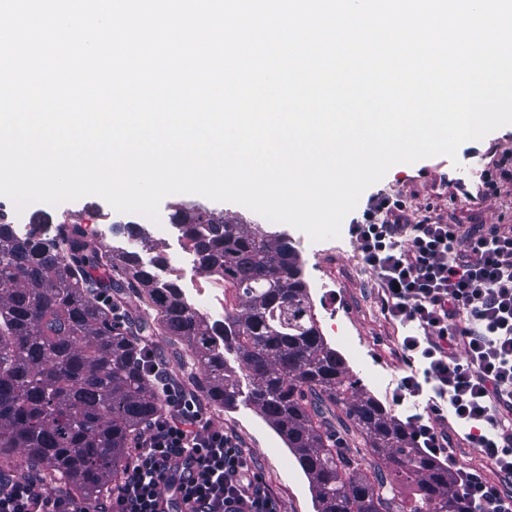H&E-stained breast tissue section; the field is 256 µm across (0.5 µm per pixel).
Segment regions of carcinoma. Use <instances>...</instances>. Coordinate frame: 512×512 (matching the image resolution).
Listing matches in <instances>:
<instances>
[{
  "instance_id": "cac0c4a2",
  "label": "carcinoma",
  "mask_w": 512,
  "mask_h": 512,
  "mask_svg": "<svg viewBox=\"0 0 512 512\" xmlns=\"http://www.w3.org/2000/svg\"><path fill=\"white\" fill-rule=\"evenodd\" d=\"M172 224L199 268L235 293L220 329L135 252L105 251L78 226L56 242L0 222L1 458L21 450L85 500L111 493L128 444L162 411L145 337L164 336L202 368L196 386L209 404L241 402L283 438L317 512H469L448 467L415 446L321 334L292 241L188 208ZM103 295L135 311L117 320ZM145 306L154 319L136 313ZM399 486L414 492L403 501Z\"/></svg>"
}]
</instances>
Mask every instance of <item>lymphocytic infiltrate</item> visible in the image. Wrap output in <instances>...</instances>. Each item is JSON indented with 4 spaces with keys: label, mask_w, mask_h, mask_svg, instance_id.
Masks as SVG:
<instances>
[{
    "label": "lymphocytic infiltrate",
    "mask_w": 512,
    "mask_h": 512,
    "mask_svg": "<svg viewBox=\"0 0 512 512\" xmlns=\"http://www.w3.org/2000/svg\"><path fill=\"white\" fill-rule=\"evenodd\" d=\"M401 197L386 195L349 227L375 274L380 306L415 332L403 340L410 375L394 399L427 396V415L408 417L417 447L445 458L472 512H512L480 472L459 466L447 416L468 425L467 440L500 474L512 477V235L490 227L463 231L440 216L409 222ZM464 359H457L456 347ZM151 374L163 412L147 428L107 512H281L279 499L252 469L240 441L203 421L192 397ZM0 512H89L68 495L47 494L38 478L0 472Z\"/></svg>",
    "instance_id": "1"
}]
</instances>
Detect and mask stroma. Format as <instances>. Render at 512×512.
Masks as SVG:
<instances>
[{"label":"stroma","mask_w":512,"mask_h":512,"mask_svg":"<svg viewBox=\"0 0 512 512\" xmlns=\"http://www.w3.org/2000/svg\"><path fill=\"white\" fill-rule=\"evenodd\" d=\"M512 156V125L501 127L479 141L462 144L457 159L436 156L413 164L393 166L378 183L366 189L351 218H361L374 195L399 194L406 202L410 220L416 221L426 210H434L445 221L465 227L497 226L512 230V183L498 182L485 198L467 199L454 195L448 179L459 172H467L470 189L482 184L485 174H496L500 160ZM198 206L226 221L238 224H257L265 230L296 238L298 229L283 223H274L252 210L231 202H216L192 194H175L164 198L161 211L171 214L178 206ZM79 212L89 221L112 216L125 225H140L135 213H120L97 196H86L56 206L52 222L62 221L65 214ZM324 258L311 251L302 252L304 278L307 283L318 279L334 282L340 296L338 307L344 322L355 332L353 346L340 343L329 323L320 328L327 342L344 358L347 366L364 381L368 392L398 418L414 413V401L396 405L393 400L394 383L406 373L401 343L409 327L388 319L380 309L377 290L370 277L357 275L351 253L356 248L349 232L339 238L320 241ZM205 420L222 426L225 432L236 436L244 446L255 470L269 489L279 498L282 512H316L309 482L298 461L283 439L258 414L244 405L234 408H216L203 405ZM467 430L449 424L448 438L459 463L481 469L486 477L504 492H512V478L496 473L476 449L466 440Z\"/></svg>","instance_id":"1"}]
</instances>
